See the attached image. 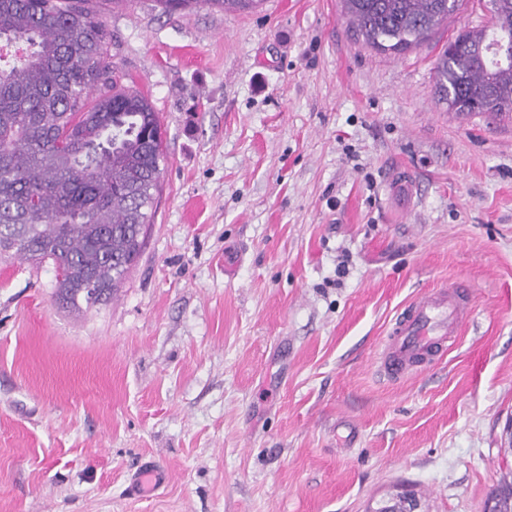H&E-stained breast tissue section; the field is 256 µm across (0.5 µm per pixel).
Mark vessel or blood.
<instances>
[{
    "mask_svg": "<svg viewBox=\"0 0 512 512\" xmlns=\"http://www.w3.org/2000/svg\"><path fill=\"white\" fill-rule=\"evenodd\" d=\"M469 316L459 286L425 293L389 329L378 359L379 371L387 378L398 379L416 367L439 360Z\"/></svg>",
    "mask_w": 512,
    "mask_h": 512,
    "instance_id": "vessel-or-blood-1",
    "label": "vessel or blood"
}]
</instances>
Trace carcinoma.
Returning a JSON list of instances; mask_svg holds the SVG:
<instances>
[{"label":"carcinoma","instance_id":"carcinoma-1","mask_svg":"<svg viewBox=\"0 0 512 512\" xmlns=\"http://www.w3.org/2000/svg\"><path fill=\"white\" fill-rule=\"evenodd\" d=\"M463 0H341L357 36L381 53L426 44ZM162 13L203 3L253 11L263 0H155ZM101 0H0V43L26 53L0 68V248L53 261L69 281L68 307L111 297L154 223L164 131L140 91L112 65ZM490 24L448 38L434 73L439 100L461 115L512 110V61L497 58L512 36V0H489ZM512 512V483L489 496Z\"/></svg>","mask_w":512,"mask_h":512}]
</instances>
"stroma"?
<instances>
[{"label": "stroma", "mask_w": 512, "mask_h": 512, "mask_svg": "<svg viewBox=\"0 0 512 512\" xmlns=\"http://www.w3.org/2000/svg\"><path fill=\"white\" fill-rule=\"evenodd\" d=\"M485 3L400 55L339 0L106 7L162 192L107 303L0 250V512H483L512 480V120L450 111L434 62ZM459 282L448 353L381 376L392 320ZM162 13L168 14L177 11L192 9L195 5L203 3L212 5L221 10L253 11L259 8L263 0H155Z\"/></svg>", "instance_id": "stroma-1"}]
</instances>
